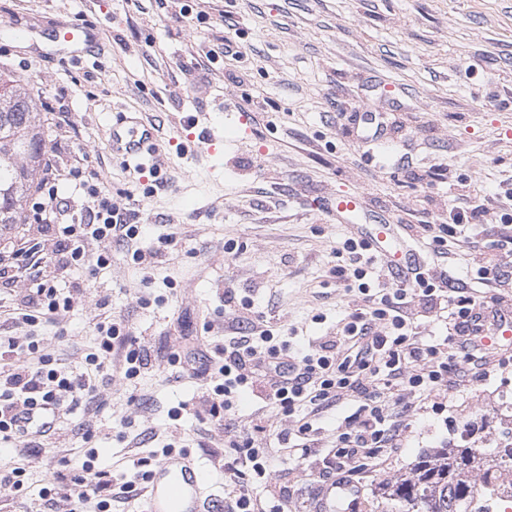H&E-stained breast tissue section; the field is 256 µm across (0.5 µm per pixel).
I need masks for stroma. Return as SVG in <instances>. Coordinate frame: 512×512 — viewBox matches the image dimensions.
Listing matches in <instances>:
<instances>
[{
    "label": "stroma",
    "instance_id": "1",
    "mask_svg": "<svg viewBox=\"0 0 512 512\" xmlns=\"http://www.w3.org/2000/svg\"><path fill=\"white\" fill-rule=\"evenodd\" d=\"M82 25L100 33L94 54L61 58L56 33ZM228 39L237 57L222 55ZM0 67L36 77L64 114L48 147L58 168L81 176L60 180L59 197L77 211L89 201L85 184L97 185L147 225L138 248L171 241L146 271L116 242L106 273L72 268L65 280L83 283V297L37 329L76 368L94 342V317L112 315L134 328L148 355L138 378L112 369L101 411L59 413L54 432L72 438L75 464L85 444L105 465L149 459L175 432L210 471L215 494L232 496L225 468L237 453L211 425L201 381L178 377L169 356L177 336L205 330L210 351L223 347L228 287L250 299L253 320L278 327L293 357L367 312L357 288L331 274L351 231L323 211V199L361 194L377 215L406 225L425 263L463 284L472 243L512 235L501 221V196L512 187V0H0ZM122 112L155 123L162 183L150 185L114 156L110 129ZM187 112L196 127L183 124ZM363 112L387 123L385 164L357 137ZM212 127L223 145L190 150V135ZM475 193L486 201L480 225L449 238L448 258L436 257L422 224ZM492 365L488 380L450 392L446 408L413 411L382 469L337 489L336 512H380V484L418 455L460 444L473 426L482 428L481 447H492L512 407V352L495 350ZM260 415L273 416L247 392L227 419L244 429ZM345 416L320 414L319 450L304 459L274 452L296 426L273 416L256 440L273 450L266 478L249 482L260 512H313ZM83 425L92 430L86 443L76 436ZM60 457L55 448L31 456L22 490L0 486V512H68L39 496Z\"/></svg>",
    "mask_w": 512,
    "mask_h": 512
}]
</instances>
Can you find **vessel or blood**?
I'll return each mask as SVG.
<instances>
[{
    "instance_id": "1",
    "label": "vessel or blood",
    "mask_w": 512,
    "mask_h": 512,
    "mask_svg": "<svg viewBox=\"0 0 512 512\" xmlns=\"http://www.w3.org/2000/svg\"><path fill=\"white\" fill-rule=\"evenodd\" d=\"M155 132L139 121L112 127V149L125 161L141 162L152 147ZM336 223L349 225L370 250L387 263L394 279H401L419 263V255L404 225L369 213L356 194L339 195L328 203ZM147 512H218L217 499L209 494V478L189 454L173 455L160 462L149 480Z\"/></svg>"
}]
</instances>
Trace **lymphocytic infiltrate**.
Listing matches in <instances>:
<instances>
[{"label":"lymphocytic infiltrate","mask_w":512,"mask_h":512,"mask_svg":"<svg viewBox=\"0 0 512 512\" xmlns=\"http://www.w3.org/2000/svg\"><path fill=\"white\" fill-rule=\"evenodd\" d=\"M59 177L54 156H46L33 210L45 219L41 232L50 254L65 267L85 265L95 274L110 268L109 244L136 242L143 234L142 225L132 223L130 213L115 207L105 191L94 185L87 188L93 205L79 223H58L64 212L56 186ZM92 242L100 243L101 251L89 253L87 246ZM336 254L344 259L334 270L337 279L356 283L369 310L315 350L286 361L278 335L253 324L246 333L225 337L221 356H206L191 341L172 354L188 376L204 381L208 414L215 426L223 427L230 447L239 452L238 464L228 467L231 481L239 488L225 503V512H255L241 480L248 470L264 477L271 454L270 449L254 445L255 436L268 430L269 418H257L243 430L223 423L241 390L256 391L276 414L294 419L298 441L277 439L279 451L291 457L307 455L314 447V422L323 410L350 402L353 411L346 421L352 429L337 436L333 453L336 473L345 478L352 475L355 460L375 457L380 448H398L407 427L406 414L398 409L404 395L424 402L448 393L460 382L490 377L482 318L488 313L500 316L501 311L490 304L483 290L496 287L502 279L512 280V241L495 239L489 247L474 250L471 260L477 286L473 289L456 286L447 272L436 275L426 266L412 268L408 278L393 286L369 282L368 248L353 237ZM27 270L36 280L35 288L1 316L12 327L31 332L57 322L83 291L76 284L68 295H60L54 280L41 277L38 254L29 255ZM415 299L428 316L444 322L442 343L428 345L419 339L408 310ZM95 331L93 346L81 354L78 373L61 366L43 342H24L0 333V446L22 437L46 436L62 408L102 406V389L113 365H120L126 378L140 375L144 352L123 319L104 318L96 322ZM147 464V459H137L116 475L90 458L81 467L57 470L42 495L52 506L68 503L70 512H83L90 504L97 512H110L112 500L132 494L145 480Z\"/></svg>","instance_id":"obj_1"}]
</instances>
